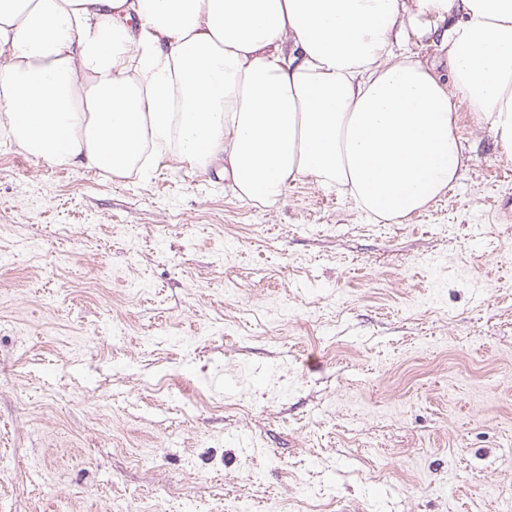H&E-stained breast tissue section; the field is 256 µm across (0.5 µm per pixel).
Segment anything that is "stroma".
Instances as JSON below:
<instances>
[{
  "instance_id": "1",
  "label": "stroma",
  "mask_w": 512,
  "mask_h": 512,
  "mask_svg": "<svg viewBox=\"0 0 512 512\" xmlns=\"http://www.w3.org/2000/svg\"><path fill=\"white\" fill-rule=\"evenodd\" d=\"M403 223L0 128V512H512V156Z\"/></svg>"
}]
</instances>
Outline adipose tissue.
Here are the masks:
<instances>
[{
	"label": "adipose tissue",
	"instance_id": "1",
	"mask_svg": "<svg viewBox=\"0 0 512 512\" xmlns=\"http://www.w3.org/2000/svg\"><path fill=\"white\" fill-rule=\"evenodd\" d=\"M0 71L35 159L122 176L174 149L240 198L311 177L377 222L458 179V100L512 153V0H0Z\"/></svg>",
	"mask_w": 512,
	"mask_h": 512
}]
</instances>
